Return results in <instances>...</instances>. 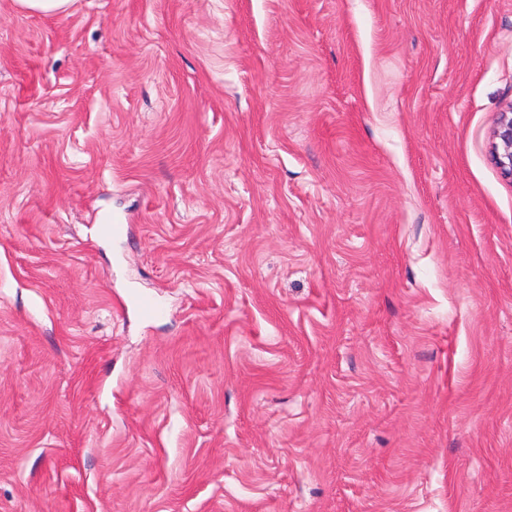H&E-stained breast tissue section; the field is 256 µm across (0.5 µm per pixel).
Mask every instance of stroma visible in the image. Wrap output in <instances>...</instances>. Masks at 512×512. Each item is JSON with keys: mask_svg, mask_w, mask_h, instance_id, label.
Returning <instances> with one entry per match:
<instances>
[{"mask_svg": "<svg viewBox=\"0 0 512 512\" xmlns=\"http://www.w3.org/2000/svg\"><path fill=\"white\" fill-rule=\"evenodd\" d=\"M511 103L512 0H0V512H512ZM14 2L22 11L54 16L67 12L71 0H14ZM492 158L501 173L512 179V103L497 114L492 130Z\"/></svg>", "mask_w": 512, "mask_h": 512, "instance_id": "obj_1", "label": "stroma"}]
</instances>
